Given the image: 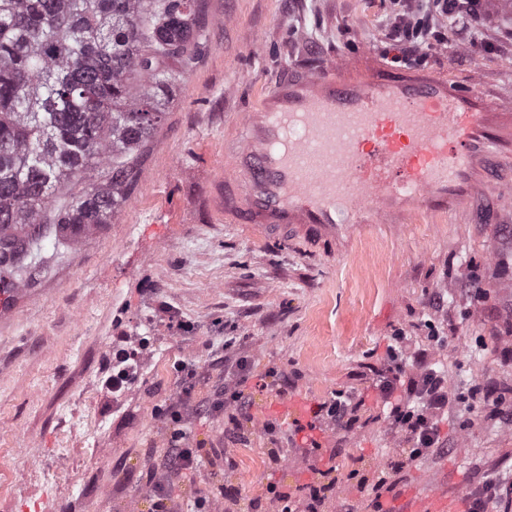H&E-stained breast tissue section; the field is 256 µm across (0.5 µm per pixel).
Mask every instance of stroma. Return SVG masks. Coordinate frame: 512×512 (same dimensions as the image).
I'll use <instances>...</instances> for the list:
<instances>
[{"instance_id": "1", "label": "stroma", "mask_w": 512, "mask_h": 512, "mask_svg": "<svg viewBox=\"0 0 512 512\" xmlns=\"http://www.w3.org/2000/svg\"><path fill=\"white\" fill-rule=\"evenodd\" d=\"M205 3L209 51L182 76L139 180L81 245L47 243L19 311L0 324V512H148L153 483L183 504L219 483L244 487L255 512L269 485L297 500L312 485L318 512H371L382 478L396 506L421 487L461 498L484 474L512 473V422L483 399L512 391L501 357L512 348V223L388 224L331 259L208 210L225 125L290 66L395 55L391 0ZM486 12L477 31L444 22L446 44L423 50L419 69L483 82L490 96L511 88L512 6L488 0ZM432 325L446 346L428 347ZM400 331L408 355L426 350L470 399L440 424L446 453L396 473L407 442L375 381ZM128 344L140 347L137 377L115 393L107 381ZM228 382L249 399L241 441L225 436L223 413L201 408ZM346 390L363 398L351 427L316 416L308 443L284 423L283 402L316 410ZM170 405L192 447L227 449L234 469L217 459L169 476ZM269 422L288 442L272 440Z\"/></svg>"}]
</instances>
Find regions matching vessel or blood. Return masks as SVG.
<instances>
[{
    "label": "vessel or blood",
    "instance_id": "1",
    "mask_svg": "<svg viewBox=\"0 0 512 512\" xmlns=\"http://www.w3.org/2000/svg\"><path fill=\"white\" fill-rule=\"evenodd\" d=\"M236 147L209 186L227 224L336 255L353 225L512 220V92L372 59L288 69L228 127ZM401 512H462L428 490Z\"/></svg>",
    "mask_w": 512,
    "mask_h": 512
}]
</instances>
